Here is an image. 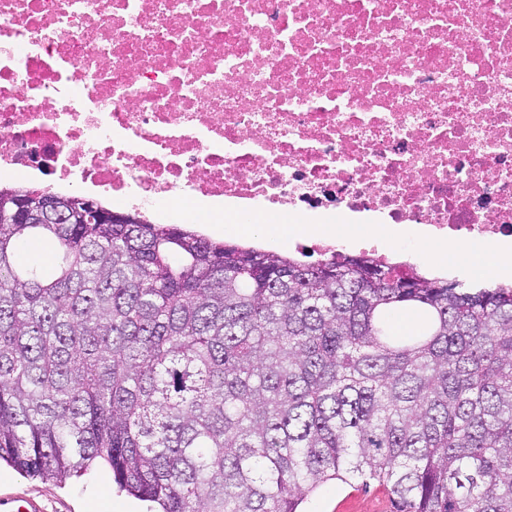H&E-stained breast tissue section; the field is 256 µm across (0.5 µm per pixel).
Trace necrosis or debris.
Returning <instances> with one entry per match:
<instances>
[{"mask_svg":"<svg viewBox=\"0 0 512 512\" xmlns=\"http://www.w3.org/2000/svg\"><path fill=\"white\" fill-rule=\"evenodd\" d=\"M512 238V0H0V180Z\"/></svg>","mask_w":512,"mask_h":512,"instance_id":"obj_1","label":"necrosis or debris"}]
</instances>
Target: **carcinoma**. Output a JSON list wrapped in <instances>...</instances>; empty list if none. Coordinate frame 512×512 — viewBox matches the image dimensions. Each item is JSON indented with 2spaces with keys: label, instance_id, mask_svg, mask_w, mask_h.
<instances>
[{
  "label": "carcinoma",
  "instance_id": "cac0c4a2",
  "mask_svg": "<svg viewBox=\"0 0 512 512\" xmlns=\"http://www.w3.org/2000/svg\"><path fill=\"white\" fill-rule=\"evenodd\" d=\"M35 193L0 186V208ZM23 241L52 265H19ZM2 461L58 483L104 464L157 512H301L330 480L512 512V287L139 214L0 223Z\"/></svg>",
  "mask_w": 512,
  "mask_h": 512
}]
</instances>
